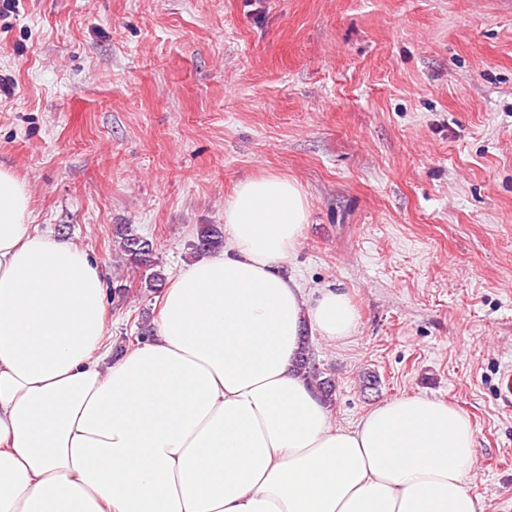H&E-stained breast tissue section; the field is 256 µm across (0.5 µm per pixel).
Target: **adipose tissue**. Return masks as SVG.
I'll use <instances>...</instances> for the list:
<instances>
[{"instance_id":"1","label":"adipose tissue","mask_w":512,"mask_h":512,"mask_svg":"<svg viewBox=\"0 0 512 512\" xmlns=\"http://www.w3.org/2000/svg\"><path fill=\"white\" fill-rule=\"evenodd\" d=\"M30 215L0 166V512H479L467 415L400 396L341 427L298 374L304 326L336 343L358 313L279 271L309 216L297 182L242 181L227 249L188 263L154 338L112 361L99 267Z\"/></svg>"}]
</instances>
